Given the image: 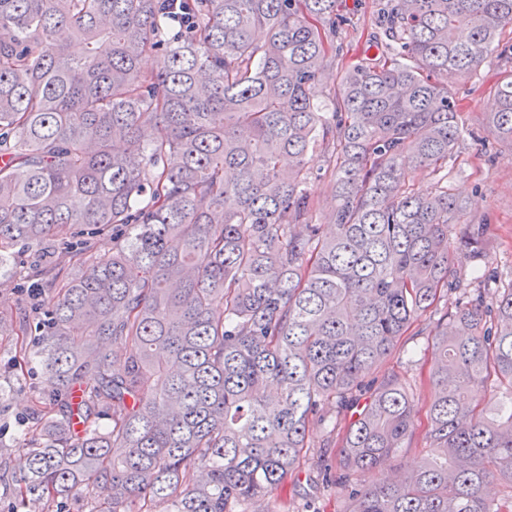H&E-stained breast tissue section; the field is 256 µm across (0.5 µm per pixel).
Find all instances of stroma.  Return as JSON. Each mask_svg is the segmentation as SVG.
Wrapping results in <instances>:
<instances>
[{
  "label": "stroma",
  "instance_id": "35a3bbf8",
  "mask_svg": "<svg viewBox=\"0 0 512 512\" xmlns=\"http://www.w3.org/2000/svg\"><path fill=\"white\" fill-rule=\"evenodd\" d=\"M388 0H337L336 11L346 22L336 36L338 60L358 63L370 39L382 34V14ZM504 67L490 57L481 69L460 80L453 92L459 100L458 121L464 134L455 153L456 162L448 178L454 193L470 203V217L488 226L489 264L502 280L512 279V148L490 138L482 126L489 95ZM5 268L0 269V301L9 308L7 321L23 317L33 327L48 318L45 307L31 299L29 287L49 295V278L59 261L53 243L16 245ZM436 325L435 318L422 317L400 341L401 348L388 358L385 368L405 383L420 376L419 358ZM55 388L42 370L25 336H0V512H11L14 490L26 478L22 448L39 444L38 412ZM282 498L302 503L314 500L322 512H352L353 503L332 489L312 488L306 480L289 476Z\"/></svg>",
  "mask_w": 512,
  "mask_h": 512
}]
</instances>
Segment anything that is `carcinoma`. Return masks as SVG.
I'll return each instance as SVG.
<instances>
[{
  "instance_id": "cac0c4a2",
  "label": "carcinoma",
  "mask_w": 512,
  "mask_h": 512,
  "mask_svg": "<svg viewBox=\"0 0 512 512\" xmlns=\"http://www.w3.org/2000/svg\"><path fill=\"white\" fill-rule=\"evenodd\" d=\"M161 3L0 0V263L78 226L125 230L61 252L75 273L35 349L59 397L13 512L81 493L88 512H290L279 489L306 461L353 512H512V283L483 270L487 225L443 174L462 137L447 78L512 53L496 44L512 0H390L385 42L335 73L329 114L308 89L336 60V0H189L179 41ZM491 98L486 130L512 147V69ZM408 155L437 192H412ZM457 250L476 262L467 283L448 275ZM453 294L431 342L429 452L362 490L356 473L419 437L414 393L373 371ZM315 418L346 426L312 453ZM309 157V166L313 173V177L309 183V189L317 207L314 219L317 224H325L322 215L329 208L334 182L330 174L325 171L326 163L322 151L317 149L316 151L310 152ZM331 230L330 225L325 224L322 226L324 234L329 235Z\"/></svg>"
}]
</instances>
